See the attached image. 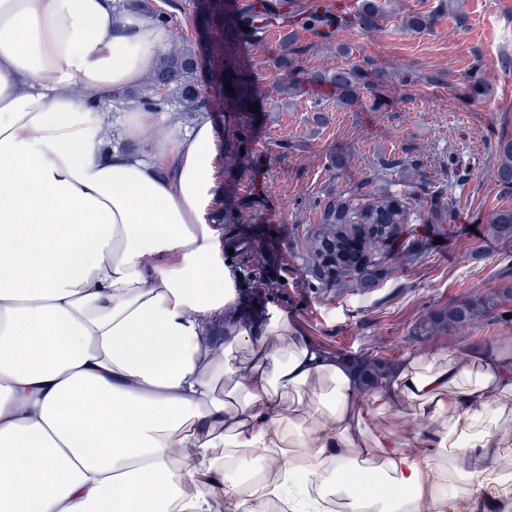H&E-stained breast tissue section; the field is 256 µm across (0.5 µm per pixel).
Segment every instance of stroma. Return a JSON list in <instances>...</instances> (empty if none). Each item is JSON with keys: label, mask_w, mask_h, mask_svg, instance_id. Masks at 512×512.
Here are the masks:
<instances>
[{"label": "stroma", "mask_w": 512, "mask_h": 512, "mask_svg": "<svg viewBox=\"0 0 512 512\" xmlns=\"http://www.w3.org/2000/svg\"><path fill=\"white\" fill-rule=\"evenodd\" d=\"M250 2L150 0L153 13L166 18L172 44L197 55L205 101L188 112L168 93L157 109L184 125L212 122L217 183L236 186L230 210L261 242L251 260L281 282H247L241 296L251 301V315L275 305L295 321L298 335L329 352L373 353L395 363L465 342L511 344L512 321L494 311L449 334L420 336L416 327L478 296L506 300L512 309V243L488 230L493 211L512 204V192L494 179L497 144L512 137V0H396L377 35L351 24L297 39L290 70L281 64L282 41L247 33L235 34L236 52L225 58L228 23ZM408 13L434 15L432 29L405 30ZM352 63L363 66L366 82V103L354 110L337 109L334 91L305 81L316 69ZM230 68L259 103L241 143L226 137L235 117L226 105ZM290 72L303 81L294 97L280 90ZM477 79L489 87L479 99L470 94ZM318 110L328 117L321 125L312 119ZM338 155L346 159L340 173L329 166ZM393 158L419 162L435 185L447 186L451 222L413 224L417 258L389 254L374 288L317 287L306 264L307 237L321 218L317 200L335 187L400 191L403 171L390 166Z\"/></svg>", "instance_id": "1"}]
</instances>
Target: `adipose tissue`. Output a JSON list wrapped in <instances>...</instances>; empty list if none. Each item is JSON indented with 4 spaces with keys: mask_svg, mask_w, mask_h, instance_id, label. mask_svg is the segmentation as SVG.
<instances>
[{
    "mask_svg": "<svg viewBox=\"0 0 512 512\" xmlns=\"http://www.w3.org/2000/svg\"><path fill=\"white\" fill-rule=\"evenodd\" d=\"M170 40L118 0H0V512H512V349L363 391L278 307L242 320L210 121L131 106L140 151L108 140L100 96Z\"/></svg>",
    "mask_w": 512,
    "mask_h": 512,
    "instance_id": "1",
    "label": "adipose tissue"
}]
</instances>
